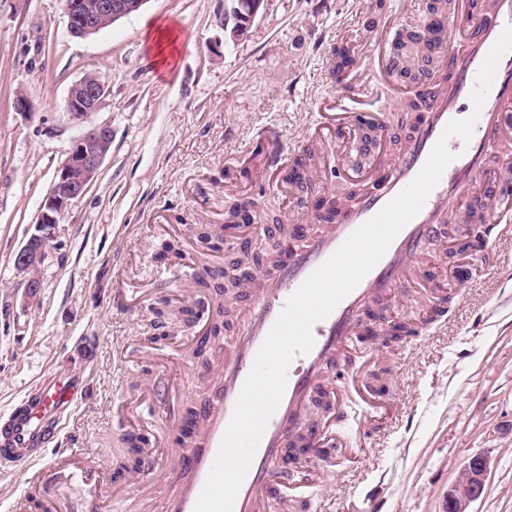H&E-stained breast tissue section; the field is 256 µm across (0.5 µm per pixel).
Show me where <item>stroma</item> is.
<instances>
[{"label": "stroma", "instance_id": "obj_1", "mask_svg": "<svg viewBox=\"0 0 512 512\" xmlns=\"http://www.w3.org/2000/svg\"><path fill=\"white\" fill-rule=\"evenodd\" d=\"M429 3L266 0L235 38L221 26L228 0H146L109 29L76 38L64 0H0V418L50 369H82L87 394L43 454L87 455L102 473L90 487L47 470L42 492L57 512H166L173 481L117 478L126 433L144 436L168 414L186 415L211 386L206 371L245 302L217 275L236 247L256 230L275 237L282 225L305 223L325 193L375 175L371 164L337 166L348 145L319 123L337 91L336 51L350 47L358 62L350 74L360 76L372 36L391 49L397 32L419 27ZM157 19L179 28L177 62L166 72L147 51ZM95 71L107 93L82 124L69 116L67 95ZM422 87H367L365 109L388 117L383 159L420 122L413 101ZM20 92L25 113L14 106ZM97 125L111 128V150L53 227L40 295L28 303L15 255L72 139ZM319 143L312 177L284 183L271 158ZM252 198L267 204L258 227L228 228L229 211ZM217 229L222 239L202 249L199 233ZM167 242L178 256H162ZM432 250L454 288L448 313L388 349L361 343L353 368H337L336 457L296 491L306 512H446L449 489L479 455L487 482L470 512H512V235L461 256L443 236ZM200 265L215 272L206 289L192 279ZM217 298L227 314L216 347H203L178 311ZM432 300L422 276L383 304L412 318ZM86 336L98 342L87 367L75 353Z\"/></svg>", "mask_w": 512, "mask_h": 512}]
</instances>
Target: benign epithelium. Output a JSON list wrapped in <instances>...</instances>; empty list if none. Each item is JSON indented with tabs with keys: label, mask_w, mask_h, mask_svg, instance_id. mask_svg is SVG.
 <instances>
[{
	"label": "benign epithelium",
	"mask_w": 512,
	"mask_h": 512,
	"mask_svg": "<svg viewBox=\"0 0 512 512\" xmlns=\"http://www.w3.org/2000/svg\"><path fill=\"white\" fill-rule=\"evenodd\" d=\"M147 0H95L87 5L81 0L65 4L69 32L77 37L97 33L107 24H113L141 9ZM224 12L222 26L231 28L239 37L246 33L264 0H232ZM106 94V84L100 74L88 72L69 89L66 106L72 119L81 122L97 111ZM112 145V131L107 126H94L71 144L67 156L57 168L52 185L42 204L31 234L18 252L15 264L27 275L26 297L37 299L42 287L40 266L46 254L48 234L45 230L59 222L74 201L84 195L96 177ZM487 480V466L483 458L475 456L462 468L456 484L448 491V512H467L470 502L482 496Z\"/></svg>",
	"instance_id": "1"
}]
</instances>
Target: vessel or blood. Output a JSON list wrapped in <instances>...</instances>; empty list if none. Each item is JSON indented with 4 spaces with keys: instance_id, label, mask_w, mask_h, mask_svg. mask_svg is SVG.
Here are the masks:
<instances>
[{
    "instance_id": "b4317fda",
    "label": "vessel or blood",
    "mask_w": 512,
    "mask_h": 512,
    "mask_svg": "<svg viewBox=\"0 0 512 512\" xmlns=\"http://www.w3.org/2000/svg\"><path fill=\"white\" fill-rule=\"evenodd\" d=\"M510 24L512 0H492L489 8L472 9L465 29L457 32L454 47L443 62L446 78L431 81L420 93L422 121L405 151L380 173L371 190L356 203L342 206L335 221L317 212L309 225L297 226L293 235L268 241L277 273L262 291L250 295L246 308L239 313L236 336L224 346V366L210 395L198 406L200 424L192 448L173 453L181 478L168 501L167 512H194L255 356L288 298L359 226L416 177L447 123L471 114L470 93L477 72ZM447 147L455 159L421 211L394 238L357 287L326 319L315 323L312 350L292 361L284 395L266 425L233 512H261L264 503L273 498L277 484L289 476L282 459L293 435L321 441V432L307 419L306 408L319 389L329 384L336 352L347 350L357 336L370 303L392 297L425 261L433 239L448 229L449 207L461 203L468 186L484 169L488 151L512 150V53L498 65L471 140L453 136ZM85 392V380L79 372L55 370L33 385L0 425V458L23 465L28 489L41 486L46 471L42 450Z\"/></svg>"
}]
</instances>
